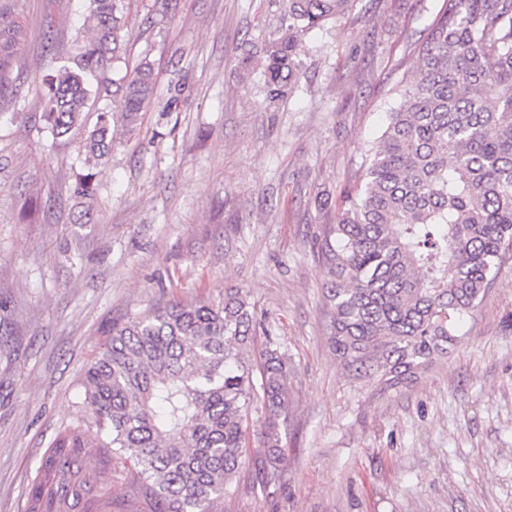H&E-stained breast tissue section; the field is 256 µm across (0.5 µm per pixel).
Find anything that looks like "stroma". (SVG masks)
<instances>
[{
  "mask_svg": "<svg viewBox=\"0 0 512 512\" xmlns=\"http://www.w3.org/2000/svg\"><path fill=\"white\" fill-rule=\"evenodd\" d=\"M85 0H15L27 32L0 95V512L54 435L86 416L81 381L112 326L242 289L257 341L291 368L279 479L244 464L220 512H512V258L460 342L408 384L352 377L328 344L320 246L374 147L443 0H354L302 41L297 84L266 104L245 42L286 0H131L123 59L157 95L136 131L86 163L53 138L46 74L86 39ZM176 109H168L171 95ZM88 167L92 208L72 196Z\"/></svg>",
  "mask_w": 512,
  "mask_h": 512,
  "instance_id": "35a3bbf8",
  "label": "stroma"
}]
</instances>
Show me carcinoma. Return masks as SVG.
<instances>
[{"instance_id": "carcinoma-1", "label": "carcinoma", "mask_w": 512, "mask_h": 512, "mask_svg": "<svg viewBox=\"0 0 512 512\" xmlns=\"http://www.w3.org/2000/svg\"><path fill=\"white\" fill-rule=\"evenodd\" d=\"M87 2L91 38L45 80L42 116L62 138L82 128L92 94L114 97L83 140L88 160L99 161L115 116L134 129L156 81L146 60L108 77L123 51L125 0ZM287 2L262 48L273 102L295 87L302 37L352 0ZM24 41L20 22L0 25V90L10 83L7 59ZM419 57L320 247L330 345L349 370L385 388L447 354L512 250V0H444ZM73 196L94 198L91 175L76 174ZM255 337L239 290L112 326L81 383L90 423L51 439L24 512H112L116 473L130 512H216L242 468L256 404L265 420L255 471L267 485L280 471L288 428V360L271 341L253 357ZM97 456L112 473L89 465Z\"/></svg>"}]
</instances>
